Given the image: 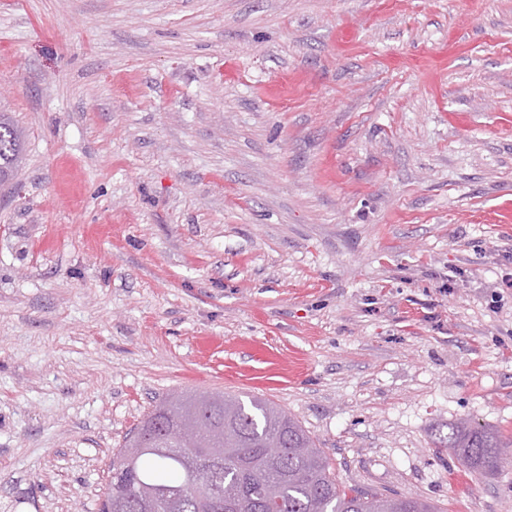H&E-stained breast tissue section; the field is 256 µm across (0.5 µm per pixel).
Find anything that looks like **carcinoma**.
Instances as JSON below:
<instances>
[{
    "instance_id": "cac0c4a2",
    "label": "carcinoma",
    "mask_w": 512,
    "mask_h": 512,
    "mask_svg": "<svg viewBox=\"0 0 512 512\" xmlns=\"http://www.w3.org/2000/svg\"><path fill=\"white\" fill-rule=\"evenodd\" d=\"M23 151L22 132L1 112V184ZM272 442L282 447L276 460L265 453ZM437 443L481 475L497 473L512 446L467 420L444 425ZM111 484L101 512H437L419 498L341 484L314 439L257 397L199 393L156 405L112 461Z\"/></svg>"
}]
</instances>
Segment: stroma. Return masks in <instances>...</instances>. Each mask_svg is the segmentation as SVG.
<instances>
[{"instance_id": "stroma-1", "label": "stroma", "mask_w": 512, "mask_h": 512, "mask_svg": "<svg viewBox=\"0 0 512 512\" xmlns=\"http://www.w3.org/2000/svg\"><path fill=\"white\" fill-rule=\"evenodd\" d=\"M0 512H100L160 400L512 512V0H0ZM24 138L6 112L0 113V183L9 181L23 160ZM448 431L439 430L437 443L442 448H453L470 474L493 475L503 461V448H510L503 436L493 429L467 420L443 425Z\"/></svg>"}]
</instances>
